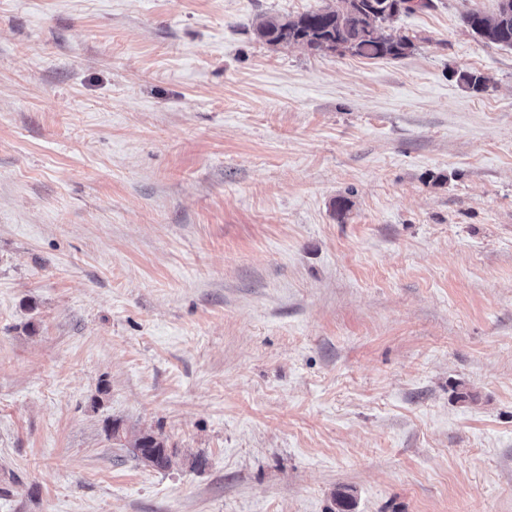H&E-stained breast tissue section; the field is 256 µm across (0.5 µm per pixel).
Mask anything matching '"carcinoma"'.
<instances>
[{
	"instance_id": "1",
	"label": "carcinoma",
	"mask_w": 512,
	"mask_h": 512,
	"mask_svg": "<svg viewBox=\"0 0 512 512\" xmlns=\"http://www.w3.org/2000/svg\"><path fill=\"white\" fill-rule=\"evenodd\" d=\"M402 10L398 0H332V3L296 16L266 15L254 26L255 36L269 44H297L312 53H324L339 45L351 56L379 59L399 58L411 48L406 37H396L387 23ZM463 23L485 43L512 48V0L498 3L497 12L488 16L472 9ZM133 458L158 470L172 466V454L165 440L145 431L127 444Z\"/></svg>"
}]
</instances>
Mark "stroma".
Listing matches in <instances>:
<instances>
[{
    "label": "stroma",
    "mask_w": 512,
    "mask_h": 512,
    "mask_svg": "<svg viewBox=\"0 0 512 512\" xmlns=\"http://www.w3.org/2000/svg\"><path fill=\"white\" fill-rule=\"evenodd\" d=\"M323 3L0 0V512H512L497 0L253 34ZM334 2L296 16L266 15L254 26L255 36L269 45L297 44L312 53H324L341 45L351 56L399 58L411 48L406 37H395L387 23L402 11L414 13L431 6V0L416 1L417 8L401 9L397 0H328ZM389 3V9L382 7ZM499 0L497 12L488 16L479 9H472L463 16V23L485 43L512 48V0L508 9ZM112 437L119 441V447L132 448L133 458L139 460L157 470H167L172 466V454L169 452L165 440L152 431L140 433L132 440H128L127 445L122 444L120 429L117 423L112 424Z\"/></svg>",
    "instance_id": "stroma-1"
}]
</instances>
